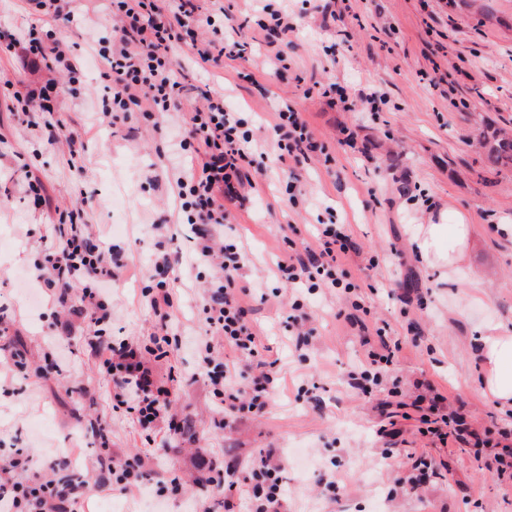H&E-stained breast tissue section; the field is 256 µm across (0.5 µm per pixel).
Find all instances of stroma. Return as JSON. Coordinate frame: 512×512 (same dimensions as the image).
Segmentation results:
<instances>
[{"mask_svg":"<svg viewBox=\"0 0 512 512\" xmlns=\"http://www.w3.org/2000/svg\"><path fill=\"white\" fill-rule=\"evenodd\" d=\"M75 7L78 26L58 23L55 34L82 55L108 19L103 0H77ZM292 8L303 20L288 44L289 73H269L258 47L248 60L225 59L214 74L189 73L190 84L224 88L228 105L249 113L256 127L267 125L280 99L294 102L333 156L331 164L307 165L296 183L306 205L296 210L283 202L289 170L262 164L256 194L216 230L247 254L240 281L254 294L248 319L278 360L280 386L263 413L215 424L216 399L198 362L208 340L198 308L212 272L179 266L169 286L183 336L153 366L159 380L179 375L169 411L194 427L177 436L163 425L143 433L116 407L90 352L86 320L74 318L73 332L64 333L67 318L52 298L31 301L18 284L77 210L104 245L122 252L108 302L113 336L145 341L159 331L142 290L161 238L156 226L175 206L171 151L139 113L111 127L99 123L94 71L76 95L66 74L54 73L60 96L53 112L13 110L4 81L21 91L44 72L19 46L32 21L26 0H0V313L8 318L0 336V448L28 449L42 465L64 456L80 471L105 445L113 459L144 460L143 484L131 493L89 475L81 512H105L114 503L120 512H225L223 486L195 485L198 467L220 469L232 458L245 467L270 451L288 483L281 512H512V477L490 467L512 406L482 393L479 357L487 338L512 336V237L495 230L512 225V169H490L474 146L485 126L512 127V0H346L332 29L301 0ZM243 70L254 82L239 80ZM330 82L345 87L350 108L322 98L318 87ZM374 90L386 94L387 105L361 111L360 93ZM47 121L80 130L84 153L47 144ZM346 127L356 131L357 149L340 144ZM32 176L48 205H32ZM329 207L362 247V257L344 265L348 280L385 288L365 295L363 324L343 298L330 295L312 301L307 320L292 327L286 317L293 287L272 272L286 250L284 235L309 239ZM441 219L471 227L467 259L452 271L421 261L414 250L421 225ZM474 282L481 286L477 305ZM384 323L402 344L391 372L398 399L385 386L363 395L347 380L367 350L363 326ZM430 388L462 408L488 445L444 444L404 418V404ZM102 418L110 424L104 441L94 429ZM392 420L398 437H380ZM420 458L432 460L438 476L414 488L402 478ZM170 471L182 476L180 491L157 494L159 477ZM331 477L338 482L333 492L326 486Z\"/></svg>","mask_w":512,"mask_h":512,"instance_id":"stroma-1","label":"stroma"}]
</instances>
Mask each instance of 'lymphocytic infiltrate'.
<instances>
[{
    "label": "lymphocytic infiltrate",
    "mask_w": 512,
    "mask_h": 512,
    "mask_svg": "<svg viewBox=\"0 0 512 512\" xmlns=\"http://www.w3.org/2000/svg\"><path fill=\"white\" fill-rule=\"evenodd\" d=\"M106 11L112 17V28L94 40L89 56L75 54L50 30L44 37L28 39L25 49L40 58L47 70H61L78 84L83 83L88 66H95L109 101L102 111L103 123H112L117 112H142L151 119L155 132L173 148L186 152L189 161L180 165L174 178L177 208L169 216V224L224 223L232 208L255 190L251 171L262 159L273 158L280 166H303L325 158L324 145L314 137L301 112L288 102L278 106L271 147L266 150L249 118L227 106L223 91L209 89L200 98L187 97L172 47L187 48L193 62L212 68L223 67L225 58L244 56L249 48L236 30L199 39L198 28L214 25L215 20L201 17L198 0H107ZM263 11L265 16L255 27L266 39L267 57L278 75L288 69L282 46L296 30L297 18L270 0ZM351 248L349 227L332 222L316 225L312 242L289 243L275 274L297 288L292 310H302L307 298L329 292L362 310V289L345 280L342 269ZM245 258L238 245L218 242L215 235L204 233L196 238L190 261L192 268L205 266L214 273L202 313L207 332L220 337L222 344L206 345L202 369L222 406L220 423L224 426L241 412H262L277 382V363L270 360L267 347L246 318L244 291L238 286ZM114 263L111 249L94 235L80 233L64 244H50L31 278L37 285L50 287L59 306L90 315L91 352L99 358L113 389L122 395L127 412L147 429L167 413L171 392L158 385L138 345L112 338L106 296ZM76 297L81 300L77 307L72 304ZM375 336V346L349 374L351 386L366 393L382 383L401 350L400 343L388 339L384 328H376ZM226 350L247 363V381H240L224 361ZM416 412L425 433L440 441L452 437L476 447L483 443L480 432L464 414L446 411L443 396H434L428 407H417ZM30 463L29 454L19 449L8 466L0 468V512H74L85 495L84 473L73 471L67 460L59 459L50 462L35 481H16L13 469ZM241 484L249 490L250 512H280L288 498L281 468L267 455L254 460L245 472L225 471L228 490Z\"/></svg>",
    "instance_id": "f902f5d3"
}]
</instances>
